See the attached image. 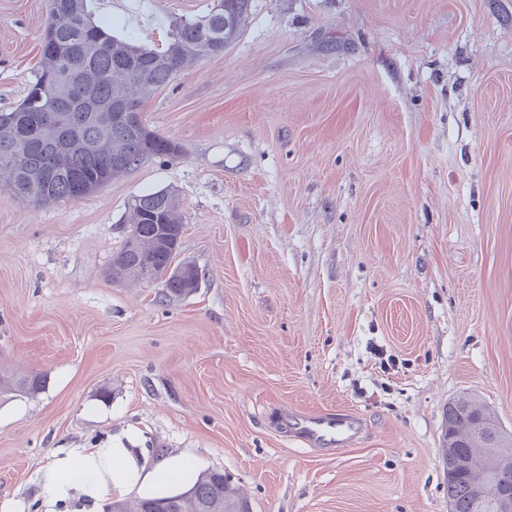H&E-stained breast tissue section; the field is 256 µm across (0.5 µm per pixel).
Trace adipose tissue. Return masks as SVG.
<instances>
[{"label":"adipose tissue","instance_id":"adipose-tissue-1","mask_svg":"<svg viewBox=\"0 0 512 512\" xmlns=\"http://www.w3.org/2000/svg\"><path fill=\"white\" fill-rule=\"evenodd\" d=\"M152 473L140 467L127 448H77L59 458L46 470L44 512H56V505L79 489L88 500H98L103 494L123 491L152 480Z\"/></svg>","mask_w":512,"mask_h":512}]
</instances>
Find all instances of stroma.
Wrapping results in <instances>:
<instances>
[{
    "mask_svg": "<svg viewBox=\"0 0 512 512\" xmlns=\"http://www.w3.org/2000/svg\"><path fill=\"white\" fill-rule=\"evenodd\" d=\"M209 2L94 8L159 44ZM48 12L0 0V111ZM143 119L182 156L45 206L0 186V366L45 378L0 398V512H43L55 458L108 445L224 472L252 512H449V401L512 433V0H252ZM162 188L187 296L104 275L129 201ZM287 410L365 433L315 448Z\"/></svg>",
    "mask_w": 512,
    "mask_h": 512,
    "instance_id": "stroma-1",
    "label": "stroma"
}]
</instances>
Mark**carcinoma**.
I'll list each match as a JSON object with an SVG mask.
<instances>
[{
  "instance_id": "obj_1",
  "label": "carcinoma",
  "mask_w": 512,
  "mask_h": 512,
  "mask_svg": "<svg viewBox=\"0 0 512 512\" xmlns=\"http://www.w3.org/2000/svg\"><path fill=\"white\" fill-rule=\"evenodd\" d=\"M95 0H50L39 68L24 99L0 112V179L12 193L39 204L74 200L99 190L150 158L174 160L180 145L139 121L136 132L112 126V107H142L176 75L224 54L243 33L251 0H211L207 12L173 24L167 43L152 47L132 32H116L96 15ZM133 240H124L106 267L114 283L142 282L148 264L157 276L172 265L183 234L179 199L170 189L133 197L128 203ZM166 292L186 296L198 288L190 274L165 279ZM39 373L17 377L0 371V397L35 395ZM512 434L494 411L470 396L448 403L443 458L491 469L499 485L512 487ZM450 512H497L480 496L468 473L448 469ZM106 512H250L247 497L220 471H208L187 487L135 503L108 502Z\"/></svg>"
}]
</instances>
